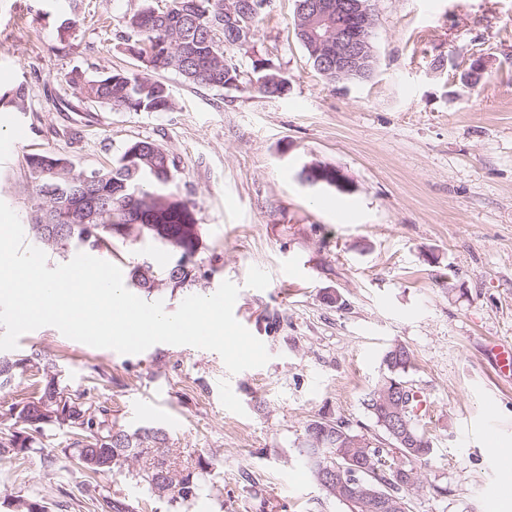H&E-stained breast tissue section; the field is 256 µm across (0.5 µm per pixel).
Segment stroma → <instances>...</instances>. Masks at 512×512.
<instances>
[{
	"label": "stroma",
	"mask_w": 512,
	"mask_h": 512,
	"mask_svg": "<svg viewBox=\"0 0 512 512\" xmlns=\"http://www.w3.org/2000/svg\"><path fill=\"white\" fill-rule=\"evenodd\" d=\"M141 4L0 0V87L24 84L26 105L15 115L22 132L0 125V201L28 222L26 154L86 170L134 140L162 145L204 233L194 285L158 300L172 313L233 282L234 316L271 358L233 375L216 352L186 345L121 354L52 326L23 334L11 357L40 354L67 393L108 407L118 428L164 430L177 470L210 464L182 508L147 499L128 476H98L100 488L148 501L147 512H349L308 471L305 428L338 420L382 442L363 400L402 343L414 353L407 378L431 403L421 424L435 448L411 512H488L494 494L495 512H512V467L499 463L512 449V383L488 352L512 342V0H370L374 71L336 85L296 37L295 0H271L253 54L239 59L270 60L288 79L285 96L161 71L173 111L119 112L65 76L137 71L119 36ZM479 58L486 70L473 84ZM314 162L342 169L354 192L305 182ZM95 256L124 273L175 260L135 237ZM42 446L0 460V512H12L9 496L98 512L67 430H49Z\"/></svg>",
	"instance_id": "35a3bbf8"
}]
</instances>
